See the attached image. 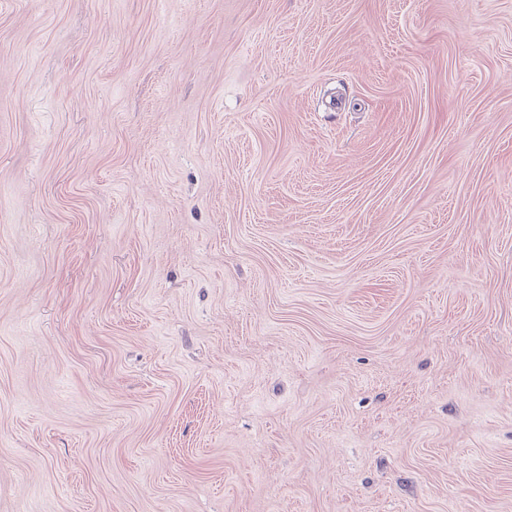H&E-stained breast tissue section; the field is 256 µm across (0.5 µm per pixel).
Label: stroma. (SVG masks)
<instances>
[{
    "instance_id": "1",
    "label": "stroma",
    "mask_w": 512,
    "mask_h": 512,
    "mask_svg": "<svg viewBox=\"0 0 512 512\" xmlns=\"http://www.w3.org/2000/svg\"><path fill=\"white\" fill-rule=\"evenodd\" d=\"M0 512H512V0H0Z\"/></svg>"
}]
</instances>
